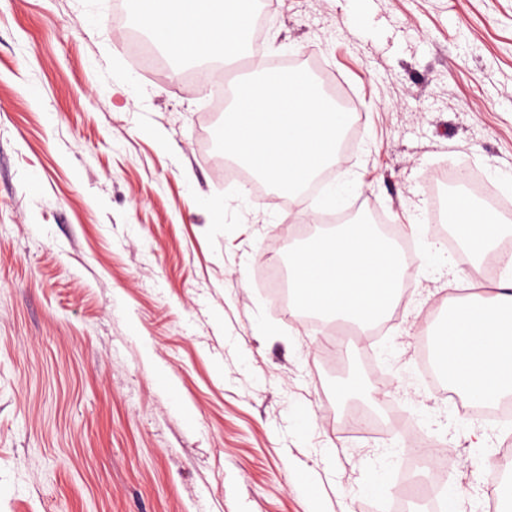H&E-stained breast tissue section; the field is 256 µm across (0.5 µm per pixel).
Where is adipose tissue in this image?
Listing matches in <instances>:
<instances>
[{
  "label": "adipose tissue",
  "mask_w": 512,
  "mask_h": 512,
  "mask_svg": "<svg viewBox=\"0 0 512 512\" xmlns=\"http://www.w3.org/2000/svg\"><path fill=\"white\" fill-rule=\"evenodd\" d=\"M250 0H153L143 19L173 51L206 60L235 58L241 48ZM455 225L465 241L478 242L476 261L495 253L512 226L491 213L460 212ZM489 294L453 303L436 336L435 358L449 388L475 404L512 397V257Z\"/></svg>",
  "instance_id": "obj_1"
}]
</instances>
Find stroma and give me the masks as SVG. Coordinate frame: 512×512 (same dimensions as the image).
Returning a JSON list of instances; mask_svg holds the SVG:
<instances>
[{
	"label": "stroma",
	"mask_w": 512,
	"mask_h": 512,
	"mask_svg": "<svg viewBox=\"0 0 512 512\" xmlns=\"http://www.w3.org/2000/svg\"><path fill=\"white\" fill-rule=\"evenodd\" d=\"M0 0V512H390L411 468L402 433L345 430L300 321L255 284L262 245L297 241L282 194L225 184L222 122L182 67L145 75L125 29L144 0ZM316 54L362 109L322 195L364 198L419 248L404 310L342 359L382 421L448 447L440 504L512 498V451L419 377L468 279L423 181L443 159L512 181V0H278L263 56ZM171 384H157L160 375Z\"/></svg>",
	"instance_id": "35a3bbf8"
}]
</instances>
